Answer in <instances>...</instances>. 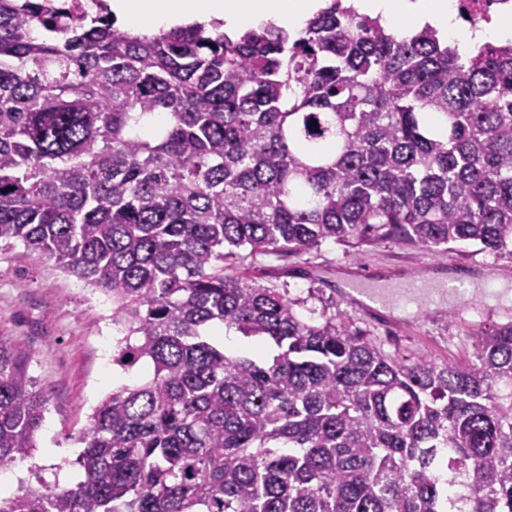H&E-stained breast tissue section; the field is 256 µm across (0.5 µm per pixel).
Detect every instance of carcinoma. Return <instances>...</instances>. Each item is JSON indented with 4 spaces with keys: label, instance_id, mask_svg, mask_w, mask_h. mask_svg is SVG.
Returning a JSON list of instances; mask_svg holds the SVG:
<instances>
[{
    "label": "carcinoma",
    "instance_id": "cac0c4a2",
    "mask_svg": "<svg viewBox=\"0 0 512 512\" xmlns=\"http://www.w3.org/2000/svg\"><path fill=\"white\" fill-rule=\"evenodd\" d=\"M384 238L512 253V44L463 60L341 0L236 38L0 0V250L112 296V364L147 367L93 410L83 480L0 512H512L511 322L400 360L224 266ZM47 402L0 336V467Z\"/></svg>",
    "mask_w": 512,
    "mask_h": 512
}]
</instances>
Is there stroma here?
Listing matches in <instances>:
<instances>
[{"label":"stroma","instance_id":"stroma-1","mask_svg":"<svg viewBox=\"0 0 512 512\" xmlns=\"http://www.w3.org/2000/svg\"><path fill=\"white\" fill-rule=\"evenodd\" d=\"M339 264L361 272L400 268L411 275L428 268L481 281L512 269V254L491 255L464 243L439 251L386 239L360 247L330 243L310 255L261 254L251 260L252 268L265 271L264 285L287 289L301 309L335 315L337 322L368 334L399 359L463 363L472 352L475 332L512 321V279L505 283L506 296L488 305L461 294L447 306L377 320L344 298L335 271ZM105 298L104 292L86 286L54 261L30 254L23 245L0 254V334L27 354L29 376L49 388L37 448L0 475L1 498L34 485L35 467L50 481L58 466H67V485L75 487L83 478L73 464L80 451L76 439L94 408L113 384L143 375V368L126 372L104 356L112 348V309L105 306Z\"/></svg>","mask_w":512,"mask_h":512}]
</instances>
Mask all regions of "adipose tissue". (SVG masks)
<instances>
[{
	"label": "adipose tissue",
	"instance_id": "obj_1",
	"mask_svg": "<svg viewBox=\"0 0 512 512\" xmlns=\"http://www.w3.org/2000/svg\"><path fill=\"white\" fill-rule=\"evenodd\" d=\"M361 12L380 19L387 31L431 24L449 39L461 57L471 56L487 39L512 41V17L502 16L493 26L460 31L448 0H356ZM318 0H112L117 20H137L150 27L179 22L223 20L228 29L258 26L273 20L292 29L316 9Z\"/></svg>",
	"mask_w": 512,
	"mask_h": 512
}]
</instances>
